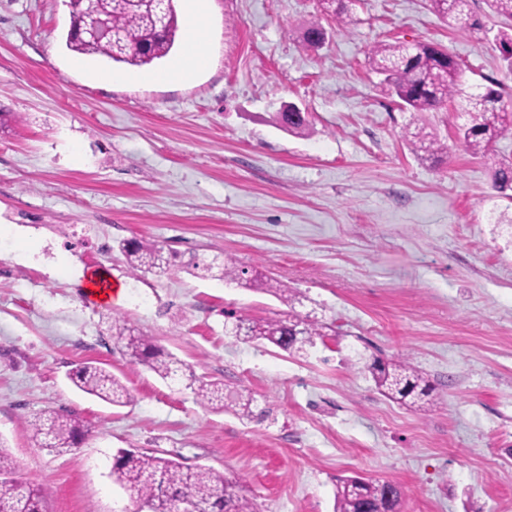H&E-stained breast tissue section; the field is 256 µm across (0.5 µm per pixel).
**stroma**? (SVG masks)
<instances>
[{
	"label": "stroma",
	"mask_w": 512,
	"mask_h": 512,
	"mask_svg": "<svg viewBox=\"0 0 512 512\" xmlns=\"http://www.w3.org/2000/svg\"><path fill=\"white\" fill-rule=\"evenodd\" d=\"M208 64L178 88L163 64H112L67 49L69 0H0V438L48 512H134L112 481L118 450L155 451L236 480L256 512H334L336 479L405 491L403 512H512V200L457 142L465 100L402 109L368 63L379 42L441 44L464 89L512 94L487 0L462 31L429 0H355L345 26L321 0H206ZM326 31L321 46L305 30ZM121 74L103 84L100 73ZM306 135L280 126L288 105ZM447 155L423 159L417 128ZM176 253L171 274L128 275L119 241ZM221 255L298 289L327 331L291 356L224 334V314L287 313L264 291L181 269ZM123 286L103 308L84 278ZM153 337L197 376L253 392L261 418L214 411L130 365L103 312ZM403 357L433 386L424 412L375 389L366 364ZM92 363L127 386L114 407L68 378ZM46 409L89 428L42 448L25 425ZM120 283L117 277L101 271H90L87 273L83 297L92 303H103L112 291L115 296Z\"/></svg>",
	"instance_id": "obj_1"
}]
</instances>
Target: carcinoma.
Instances as JSON below:
<instances>
[{
	"mask_svg": "<svg viewBox=\"0 0 512 512\" xmlns=\"http://www.w3.org/2000/svg\"><path fill=\"white\" fill-rule=\"evenodd\" d=\"M333 7L340 22H352L349 3L352 0H325ZM434 9L461 29L479 25L469 8L470 0H432ZM71 21L66 35V47L84 55H99L115 63L145 66L166 57L175 44L179 29L176 0H168V24L151 21L137 9L121 3L112 6V26L120 39H89L79 31L92 23V16L83 12L75 0L70 2ZM495 40L500 47V64L512 73V26L498 29ZM372 69L383 76V82L403 108L413 112L437 111L461 92V68L457 60L442 46L431 42L378 43L369 54ZM469 123L458 130V140L475 157L486 160L491 169L492 185L505 195L512 191V160L490 155V144L499 136L512 131V111L507 110L502 92L488 87L485 92L467 97ZM278 120L293 134L309 130L308 115L293 116L279 113ZM414 151L429 157L447 152L448 147L437 138L418 131L412 134ZM118 249L125 259L129 274L143 279L152 274L170 272V258L163 245L149 240H124ZM191 274L200 278H216L235 283L242 288L269 292L293 307L297 301L295 289L279 281H263L237 265L231 259L215 258L200 263L191 258L186 264ZM224 333L235 339L266 341L292 355H301L315 340L324 336L323 324L306 315L289 311L285 318L252 320L224 313ZM101 324L115 346L129 357L130 364L143 366L164 381L181 383L190 389L200 403L218 411L230 412L241 420L256 417L255 398L247 390L225 393L224 383L197 376L184 363L170 354H163L152 337L135 335L110 314L101 317ZM369 372L379 393L401 406L430 410L435 406L433 387L420 371L398 359L384 362L376 359ZM82 392L113 406H126L131 396L121 380L103 367L83 364L68 374ZM32 437L45 447L63 454L78 447L88 432L84 422L72 413L53 409L42 411L26 421ZM113 482L129 490L137 503H146L152 512H172L182 501L197 500L211 503L212 512H255L254 503L241 494L236 484L210 467L186 466L154 452L121 450L112 464ZM48 489L33 486L16 477V463L0 438V512H46ZM404 492L389 481L359 476L336 479L334 512H402Z\"/></svg>",
	"mask_w": 512,
	"mask_h": 512,
	"instance_id": "carcinoma-1",
	"label": "carcinoma"
}]
</instances>
